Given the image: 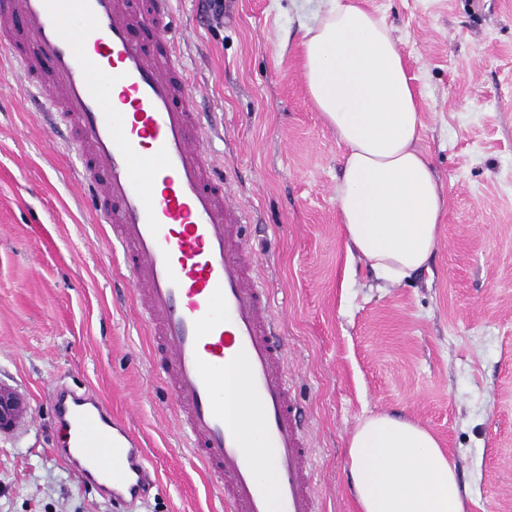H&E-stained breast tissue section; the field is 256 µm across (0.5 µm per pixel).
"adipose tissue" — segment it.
Returning a JSON list of instances; mask_svg holds the SVG:
<instances>
[{"instance_id": "obj_1", "label": "adipose tissue", "mask_w": 512, "mask_h": 512, "mask_svg": "<svg viewBox=\"0 0 512 512\" xmlns=\"http://www.w3.org/2000/svg\"><path fill=\"white\" fill-rule=\"evenodd\" d=\"M301 47L309 97L343 148L335 201L349 250L389 278L421 270L436 249L445 199L396 40L363 0H325ZM347 454L360 512H466L453 458L420 424L368 417Z\"/></svg>"}]
</instances>
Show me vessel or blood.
Instances as JSON below:
<instances>
[{"label": "vessel or blood", "instance_id": "1", "mask_svg": "<svg viewBox=\"0 0 512 512\" xmlns=\"http://www.w3.org/2000/svg\"><path fill=\"white\" fill-rule=\"evenodd\" d=\"M171 3L0 0V55L21 70L34 117L72 134L83 192L128 266L154 338L153 368L230 512H319L277 319L244 215L204 148L213 126L172 52ZM52 395L65 443L113 499L144 495L153 479L140 438L92 393L57 384ZM32 420L29 395L0 380V436ZM264 447L271 484L258 475Z\"/></svg>", "mask_w": 512, "mask_h": 512}]
</instances>
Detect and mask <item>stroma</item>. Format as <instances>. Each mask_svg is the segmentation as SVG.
Returning <instances> with one entry per match:
<instances>
[{
	"instance_id": "obj_1",
	"label": "stroma",
	"mask_w": 512,
	"mask_h": 512,
	"mask_svg": "<svg viewBox=\"0 0 512 512\" xmlns=\"http://www.w3.org/2000/svg\"><path fill=\"white\" fill-rule=\"evenodd\" d=\"M390 28L446 199L426 269L401 282L349 254L336 212L342 148L303 81L300 25L322 0H173L181 62L216 132L206 151L250 215L247 236L306 410L321 512H358L347 442L401 412L456 461L467 512H512V0H365ZM71 144L0 66V377L34 423L0 439V512H226L151 370L122 256L82 197ZM96 391L141 437L158 480L130 505L57 450L55 383Z\"/></svg>"
}]
</instances>
